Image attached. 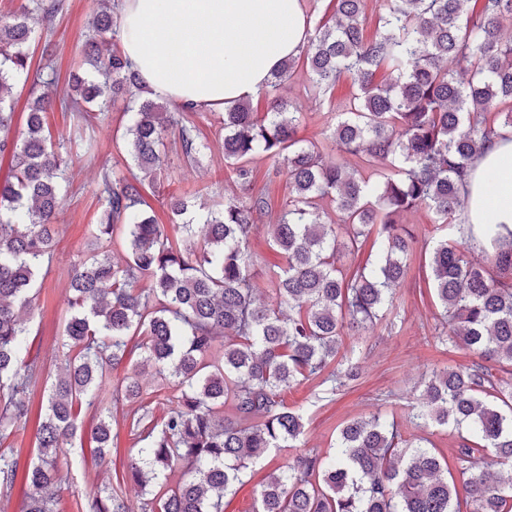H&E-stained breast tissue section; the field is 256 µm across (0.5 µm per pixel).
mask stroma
Segmentation results:
<instances>
[{"instance_id":"1","label":"stroma","mask_w":512,"mask_h":512,"mask_svg":"<svg viewBox=\"0 0 512 512\" xmlns=\"http://www.w3.org/2000/svg\"><path fill=\"white\" fill-rule=\"evenodd\" d=\"M61 4V10L54 16L47 19L38 16L33 21V62L29 79L26 84L16 86L11 96L16 126L24 124L23 113L29 95L45 91V64H52L59 78H67L69 71L81 61L84 45L93 34L91 21L99 9V0H61ZM353 91L354 80L346 75L337 82L331 96H322L313 87L308 74L299 71L286 81L281 94L289 101L292 111L302 115L299 137L320 142L327 129L325 114L331 104L349 102ZM188 119L209 145L200 164L194 166L186 162L177 135H170L166 167L159 176L165 192L160 195L149 189L144 193L146 204L156 213L166 233L173 237L178 236L179 231L169 223L167 195L200 190L208 199L217 200L236 189L231 172L224 164L223 110L202 109L190 113ZM48 122L54 142L89 140L93 151L89 154L71 151L66 155L71 184L57 217L59 233L53 262L38 276L36 307L27 320L31 351L38 354L42 365L41 373L27 392L36 406L46 400L57 369L65 359L66 350L60 336L67 310L68 285L75 265L88 248L92 227L98 223L104 209L97 194L99 175L103 168L125 162L124 155L115 146L126 124L123 102H116L89 129L82 127L75 113L62 111L57 106L49 111ZM402 223L412 233L418 248L408 276L397 287L402 328L394 331L380 323L363 335L344 336V350L355 351L360 366V376L352 384L324 396L320 395L314 381L301 382L287 391V404L306 412V447L329 451L340 425L378 411L393 414L407 436L418 435V428L409 419L419 399L415 383L433 368L452 367L472 359L466 350H446L435 342L440 326L439 309L422 269L419 248L443 235V228L435 215L425 208L406 214ZM110 410L112 451L105 460L91 457L90 435L85 432L76 438L70 456L59 462L67 487L62 502L66 512H79L78 503L104 486L120 487L131 507H138L140 503L137 488L119 485L118 479L135 457L141 442L130 425L126 406L114 403ZM292 454L289 448L267 454L254 466L251 479L235 495L225 499L224 512H253L263 477L284 466Z\"/></svg>"}]
</instances>
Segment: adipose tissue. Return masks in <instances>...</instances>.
I'll list each match as a JSON object with an SVG mask.
<instances>
[{"mask_svg":"<svg viewBox=\"0 0 512 512\" xmlns=\"http://www.w3.org/2000/svg\"><path fill=\"white\" fill-rule=\"evenodd\" d=\"M121 43L158 95L226 109L254 98L305 47L313 22L301 0H119ZM462 224L512 227V131L473 160Z\"/></svg>","mask_w":512,"mask_h":512,"instance_id":"adipose-tissue-1","label":"adipose tissue"}]
</instances>
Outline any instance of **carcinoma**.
Masks as SVG:
<instances>
[{
  "label": "carcinoma",
  "instance_id": "cac0c4a2",
  "mask_svg": "<svg viewBox=\"0 0 512 512\" xmlns=\"http://www.w3.org/2000/svg\"><path fill=\"white\" fill-rule=\"evenodd\" d=\"M366 0H336L334 16L313 28L304 54L284 60L260 95V117L248 100L224 112V162L240 193L196 214L193 196H170L173 239L142 209L145 182L166 162L164 140L178 128L183 154L200 159L206 145L144 90L122 51L103 49L120 36L113 10L94 18L96 37L83 48L85 76L59 99L63 110L93 123L121 96L130 125L123 139L127 171L103 169L97 192L106 207L88 251L69 283L63 336L72 351L51 386L38 426L37 461L24 474L23 512H63L59 460L83 431L85 410L110 387L115 403L131 406V427L147 445L125 472L127 482L152 486L140 512H224L246 472L273 448L300 452L271 472L254 512H512V229L505 224L455 223L464 204L460 186L470 162L500 129H512V0H383L381 31L364 38ZM59 0H24L0 19V156L15 159L0 182V438L27 424L26 398L39 374L19 313L31 307L38 271L53 258L56 225L69 187L67 163L44 130L46 97L32 100L26 129L10 136L13 109L3 92L27 80L28 48L37 13L52 15ZM303 67L322 94L344 74L356 92L336 113L323 147L297 138L300 113L277 95ZM386 78L377 80L380 70ZM355 156L382 170L377 179L347 162ZM270 159L287 169L288 208L273 216L253 192L252 163ZM336 210L332 220L327 207ZM431 210L448 235L424 245L429 279L440 307L442 347L464 346L476 360L434 369L419 382V426L466 433L456 460L465 496L448 480V459L414 443L380 412L344 423L334 452L303 444L305 415L283 391L319 380L336 392L359 377L341 337L379 321L395 324L396 286L410 270L412 235L402 217ZM268 217L269 244L282 263L268 275L263 300L254 282L250 240ZM202 225V243L192 241ZM123 242L126 259L112 261ZM371 245L364 265H337L345 252ZM480 249L483 260L469 254ZM137 355L139 365L172 386L157 418L141 402L137 378L112 385V369ZM94 458L112 447L108 416L91 429ZM180 470L170 487L166 472ZM19 475L14 450L0 451V495L13 494ZM90 512H132L123 495L95 492Z\"/></svg>",
  "mask_w": 512,
  "mask_h": 512
}]
</instances>
